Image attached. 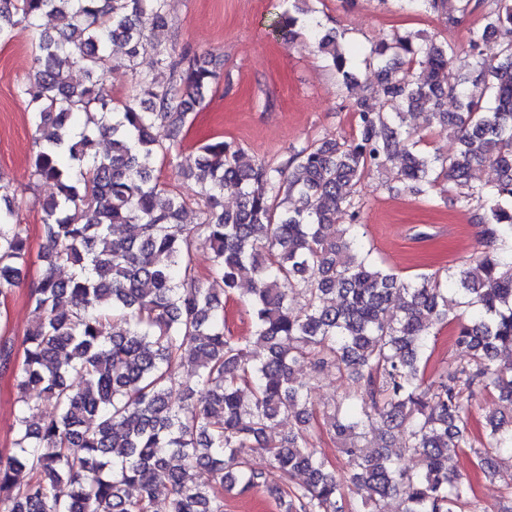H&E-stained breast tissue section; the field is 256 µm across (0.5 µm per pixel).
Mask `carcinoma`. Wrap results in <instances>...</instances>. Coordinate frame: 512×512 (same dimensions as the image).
Wrapping results in <instances>:
<instances>
[{"label":"carcinoma","instance_id":"cac0c4a2","mask_svg":"<svg viewBox=\"0 0 512 512\" xmlns=\"http://www.w3.org/2000/svg\"><path fill=\"white\" fill-rule=\"evenodd\" d=\"M301 2L281 15L289 42L317 49L347 86L360 66L376 74L357 102L355 135L314 141L277 166L245 162L238 143L212 138L179 164L199 184L200 222L188 226L186 199L160 180L170 146L154 129L184 137L220 74L207 56L171 52L141 29L145 14L166 27L169 0H0V43L27 31L38 64L18 89L36 127L32 183L57 189L41 203L44 272L29 294L22 361L0 339V370L15 374L20 394L12 446L0 449V512H156L161 486L173 495L169 512H224V493L258 489L284 512H351L312 448L317 410L296 378L331 368L355 375L356 387L322 415L355 463L347 482L357 512H385L399 492L405 512H489L454 474L450 449H468L489 476L491 452H512L511 420L489 422L476 443L468 416V402L492 390L512 402V372L494 366L512 352V247H500L512 242V0H403L445 15L482 9L468 41L473 78L452 73L454 45L411 31L382 34L356 62L343 34L312 18L297 29ZM489 40L499 46L493 59L481 51ZM116 48L137 74L123 101L107 80ZM147 51L153 72L139 74ZM74 69L86 83L71 82ZM450 99L458 111L444 109ZM414 109L457 126L455 155L417 149L402 125ZM396 155L392 180L418 196L440 180L470 184L461 203L478 204L484 226L475 267L403 280L365 249L357 186ZM481 163L497 168V181L477 180ZM226 192L239 198L233 211ZM295 194L300 207L290 206ZM126 224L137 233L117 235ZM201 249L210 253L203 274ZM28 253L27 228L0 194V297L20 284ZM243 279L263 357L226 330L210 288L221 282L229 296ZM450 291L472 309L456 329L470 360L427 379L433 328L455 320ZM41 404L51 417L33 415ZM281 417L296 422L286 435ZM375 422L379 441L399 438L397 452L369 450ZM255 448L267 455L264 469L250 463ZM406 455L421 470L402 468Z\"/></svg>","mask_w":512,"mask_h":512}]
</instances>
